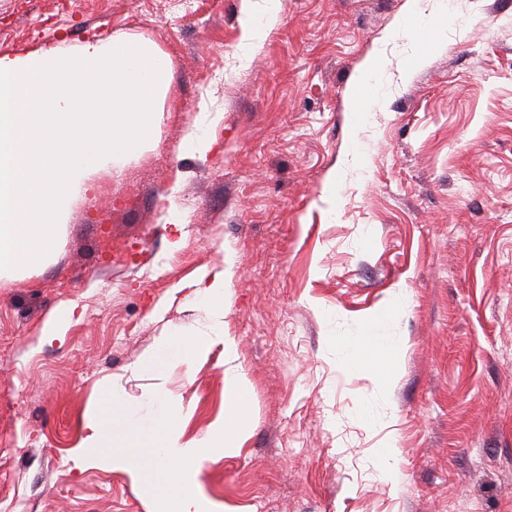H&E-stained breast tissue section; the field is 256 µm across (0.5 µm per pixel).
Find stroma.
Listing matches in <instances>:
<instances>
[{
  "label": "stroma",
  "instance_id": "stroma-1",
  "mask_svg": "<svg viewBox=\"0 0 512 512\" xmlns=\"http://www.w3.org/2000/svg\"><path fill=\"white\" fill-rule=\"evenodd\" d=\"M265 6L0 0V56L126 33L170 63L150 141L78 172L51 252L0 271V512H157L125 471L74 468L84 418L102 392L162 391L202 436L226 410V335L248 418L240 453L201 465L212 502L512 512V0H277L241 63L245 13ZM195 129L211 152L185 145ZM229 256L218 322L193 284ZM174 329L206 353L138 369ZM368 329L403 345L390 383L345 363Z\"/></svg>",
  "mask_w": 512,
  "mask_h": 512
}]
</instances>
